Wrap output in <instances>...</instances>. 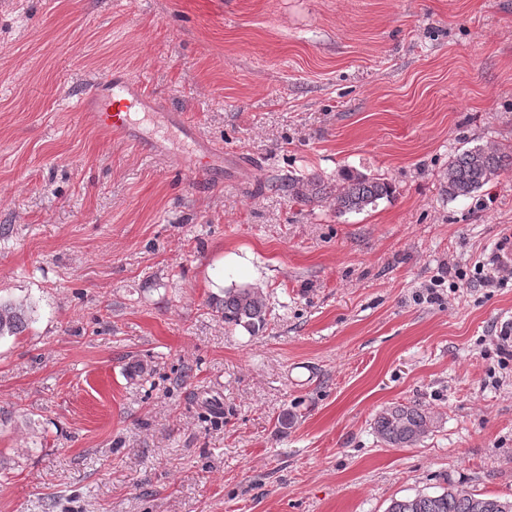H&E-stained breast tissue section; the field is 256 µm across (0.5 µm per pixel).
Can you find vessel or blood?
<instances>
[{
	"label": "vessel or blood",
	"mask_w": 512,
	"mask_h": 512,
	"mask_svg": "<svg viewBox=\"0 0 512 512\" xmlns=\"http://www.w3.org/2000/svg\"><path fill=\"white\" fill-rule=\"evenodd\" d=\"M73 109L91 117L101 128L120 137L130 134V116L135 112H154L158 106L155 97L139 82L112 73L91 82L73 102ZM168 128L177 130L187 144L188 154L196 164L212 168L217 153L204 149L193 126L175 112L164 115Z\"/></svg>",
	"instance_id": "b4317fda"
}]
</instances>
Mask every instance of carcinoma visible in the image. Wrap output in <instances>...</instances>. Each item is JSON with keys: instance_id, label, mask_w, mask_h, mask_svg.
<instances>
[{"instance_id": "1", "label": "carcinoma", "mask_w": 512, "mask_h": 512, "mask_svg": "<svg viewBox=\"0 0 512 512\" xmlns=\"http://www.w3.org/2000/svg\"><path fill=\"white\" fill-rule=\"evenodd\" d=\"M508 163L512 165V154L481 147L465 150L448 161L444 192L450 199L470 197L494 180ZM283 189L288 196L302 202L327 197L339 214L361 211L394 192L392 184L385 179L351 170L341 172L334 186L320 179L292 177ZM211 308L224 325L241 326L252 334L266 324V298L255 288H228L224 290V298L214 300ZM27 310V304L22 301L0 300V339L18 336L26 330L29 323ZM430 424V416L421 408L393 404L376 414L374 429L385 444L405 447L425 437ZM387 512H512V501L481 496L460 484L448 483L439 492L394 499Z\"/></svg>"}]
</instances>
